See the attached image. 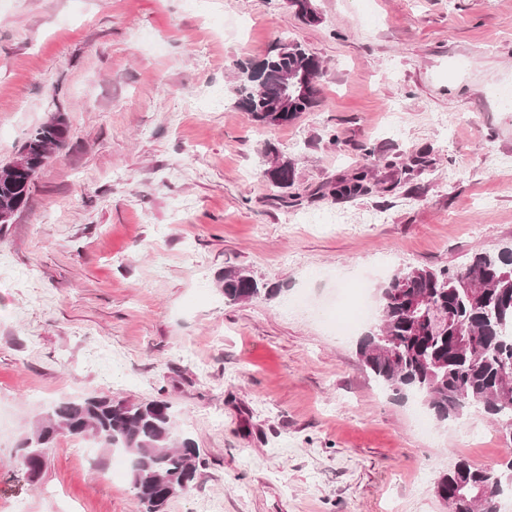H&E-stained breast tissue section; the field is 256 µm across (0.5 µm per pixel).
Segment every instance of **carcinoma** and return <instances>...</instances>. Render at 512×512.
Wrapping results in <instances>:
<instances>
[{"label": "carcinoma", "instance_id": "cac0c4a2", "mask_svg": "<svg viewBox=\"0 0 512 512\" xmlns=\"http://www.w3.org/2000/svg\"><path fill=\"white\" fill-rule=\"evenodd\" d=\"M286 57L274 60L263 84L246 78L237 65L233 88L238 106L263 125H283L317 102L323 75L320 59L300 44L281 45ZM278 66L308 72L311 89L288 115L266 111L281 93ZM67 126L57 116L33 129L20 151L33 165L11 179L0 177V212L18 213L26 205L36 173L53 148L66 138ZM262 178L273 189L288 187L294 162L268 145ZM367 171L338 182L334 193L356 196L368 190ZM224 300L239 303L269 297L275 289L259 284L247 271L224 270ZM377 330L386 343L375 346L364 331L357 353L377 384L401 399L419 400L439 421L457 419L480 405L500 426L512 423V247L474 254L458 267L407 268L395 272L378 291ZM88 438L103 448L119 449L129 461V474L141 512H166L169 501L194 482L200 448L179 430L170 402L115 401L89 395L52 405L22 448L20 465L43 459L58 435ZM512 490L502 475L457 460L435 483L436 496L453 512H498V499Z\"/></svg>", "mask_w": 512, "mask_h": 512}]
</instances>
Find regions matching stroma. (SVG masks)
Returning a JSON list of instances; mask_svg holds the SVG:
<instances>
[{
  "instance_id": "35a3bbf8",
  "label": "stroma",
  "mask_w": 512,
  "mask_h": 512,
  "mask_svg": "<svg viewBox=\"0 0 512 512\" xmlns=\"http://www.w3.org/2000/svg\"><path fill=\"white\" fill-rule=\"evenodd\" d=\"M315 7L309 23L286 0H0V166L52 116L68 125L0 226V512H139L111 449L92 466L62 434L39 477L19 464L48 406L88 394L173 405L201 464L167 512H448L434 486L457 459L512 460L480 407L464 414L479 435L418 431L423 406L378 388L313 309L380 287L391 257L441 268L512 246V165L486 164L512 156V0ZM282 39L325 70L312 111L266 126L235 106L234 70ZM207 87L220 108L200 106ZM270 143L296 161L277 196ZM367 147L370 191L334 195ZM229 267L274 296L225 302Z\"/></svg>"
}]
</instances>
